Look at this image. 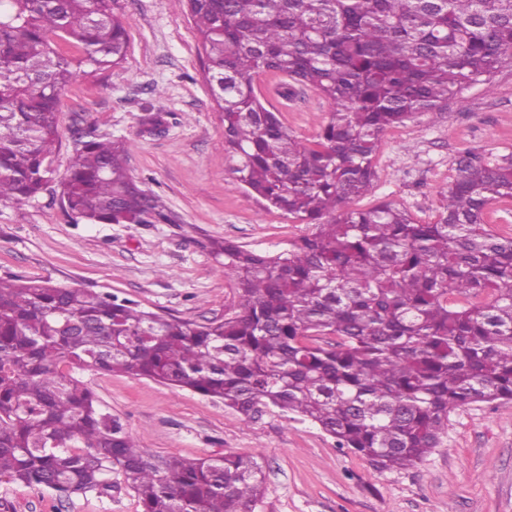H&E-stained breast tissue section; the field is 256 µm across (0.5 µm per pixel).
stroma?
<instances>
[{
    "label": "stroma",
    "mask_w": 512,
    "mask_h": 512,
    "mask_svg": "<svg viewBox=\"0 0 512 512\" xmlns=\"http://www.w3.org/2000/svg\"><path fill=\"white\" fill-rule=\"evenodd\" d=\"M113 13L127 30L125 58L78 77L62 96L55 166L66 172L80 124L133 142L131 175L179 221L76 224L48 192L35 201L2 202L0 278L87 288L201 323L238 303L209 240L276 253L311 227L246 198L224 152V116L204 79L189 16L173 0H114ZM282 82L266 73L255 88L299 140H314L330 119V105L306 86L281 97ZM156 112L165 129L144 132L143 118ZM466 152L486 160L512 152L511 70L497 73L492 89L463 86L446 106L387 130L375 156V191L360 207L390 201L419 221H436L455 160ZM79 377L101 411L118 417L146 453L254 456L265 474L256 512H512V401L453 410L439 447L422 462L380 471L308 421L271 414L247 421L222 403L148 378L95 371ZM112 485L107 497L64 499L3 481L0 499L14 512H140L122 474H113Z\"/></svg>",
    "instance_id": "1"
}]
</instances>
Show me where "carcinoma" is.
Returning <instances> with one entry per match:
<instances>
[{"label":"carcinoma","mask_w":512,"mask_h":512,"mask_svg":"<svg viewBox=\"0 0 512 512\" xmlns=\"http://www.w3.org/2000/svg\"><path fill=\"white\" fill-rule=\"evenodd\" d=\"M175 2L193 21L237 180L312 231L275 254L210 242L239 302L204 323L0 279V481L69 499L110 494L120 472L141 512H255V457L147 454L79 371L149 378L248 419L307 420L378 469L422 461L452 410L512 401V235L486 222L512 200V153L460 155L434 223L391 203L354 207L374 189L387 128L512 69V0ZM126 47L112 0H0L1 203L51 190L77 224L179 223L130 175L127 143L79 129L66 174L54 167L62 94ZM267 72L331 106L315 140L257 96Z\"/></svg>","instance_id":"cac0c4a2"}]
</instances>
